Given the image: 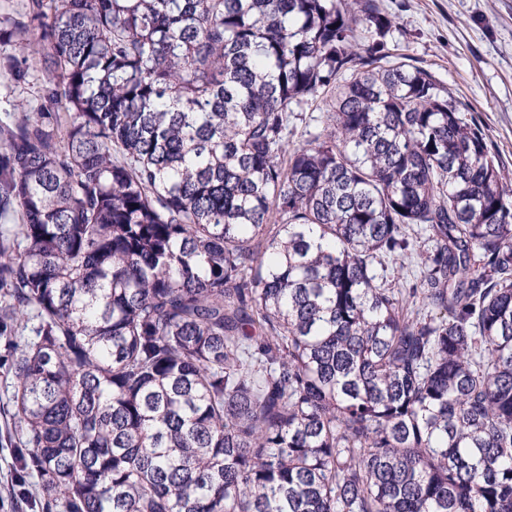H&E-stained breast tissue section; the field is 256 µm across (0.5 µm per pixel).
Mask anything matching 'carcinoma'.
Masks as SVG:
<instances>
[{
    "label": "carcinoma",
    "mask_w": 512,
    "mask_h": 512,
    "mask_svg": "<svg viewBox=\"0 0 512 512\" xmlns=\"http://www.w3.org/2000/svg\"><path fill=\"white\" fill-rule=\"evenodd\" d=\"M389 25L0 18L13 83L41 80L0 119V341L47 512H512V182L445 85L360 43ZM313 107L312 109H314ZM306 109L304 112H296L298 113L299 119H293V128L291 127L292 134L289 135L290 143L293 144L301 143L304 139V131L307 126V129L314 130V128H321L325 126L326 118L325 113L326 107L321 104L319 109L316 110ZM303 119V120H301Z\"/></svg>",
    "instance_id": "carcinoma-1"
}]
</instances>
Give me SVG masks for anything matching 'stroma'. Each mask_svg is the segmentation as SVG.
Segmentation results:
<instances>
[{
	"label": "stroma",
	"instance_id": "1",
	"mask_svg": "<svg viewBox=\"0 0 512 512\" xmlns=\"http://www.w3.org/2000/svg\"><path fill=\"white\" fill-rule=\"evenodd\" d=\"M392 21L390 52L408 56L447 86L484 129L512 178V0H378ZM13 383L0 368V512H44L35 472L3 441L13 427Z\"/></svg>",
	"mask_w": 512,
	"mask_h": 512
}]
</instances>
